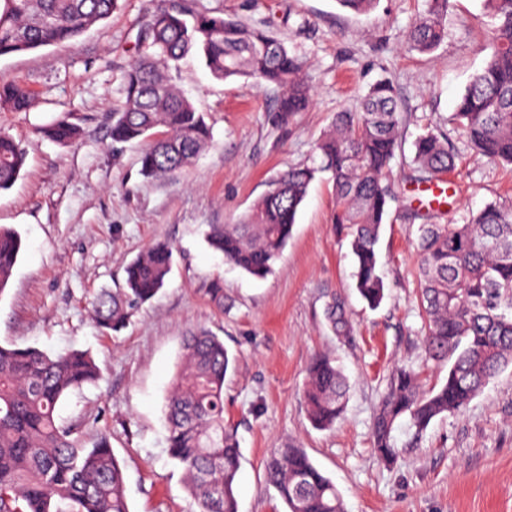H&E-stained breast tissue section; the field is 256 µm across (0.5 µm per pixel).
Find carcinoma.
I'll use <instances>...</instances> for the list:
<instances>
[{
	"label": "carcinoma",
	"mask_w": 512,
	"mask_h": 512,
	"mask_svg": "<svg viewBox=\"0 0 512 512\" xmlns=\"http://www.w3.org/2000/svg\"><path fill=\"white\" fill-rule=\"evenodd\" d=\"M377 2L336 0L354 15L371 12ZM453 2L426 0L408 35L410 51L430 54L441 45ZM481 5V18L490 28L489 53L461 95L453 120L479 155L512 165V0H481ZM117 6L118 0H0V56L74 42ZM186 16L170 0H152L135 58L123 74L125 101L110 136L114 143L146 144L140 165L148 178L176 175L212 143L210 125L172 76L175 63L192 50L203 53L216 79L281 89L270 115L276 125L310 104L303 63L273 33L221 16L192 23ZM31 102L24 83L0 77V108L23 112ZM401 125L393 85L375 83L355 111L336 114L311 164L280 173L240 222L209 225L206 242L224 263L256 278L267 276L292 235L309 185L325 173L336 193L331 224L350 237L357 290L369 307H378L385 284L377 272V245L394 200L387 177L400 147ZM42 133L66 146L81 129L61 116ZM412 163L415 182L434 184L454 168L455 156L448 139L428 128L414 141ZM24 164L23 149L1 132L0 192L12 188ZM409 215L422 221L424 348L446 374L426 389L414 370H394L372 430L375 453L384 462L396 454L397 431L407 428L418 439L436 418L462 411L512 365V205L490 202L466 224H433L430 210L413 209ZM21 248L15 231L0 227V293ZM173 262L169 243L149 245L126 266L122 287L94 296L91 310L98 328L122 330L131 311L165 286ZM325 315L336 335L351 332L341 302H330ZM234 361L219 336L203 328L189 331L166 399L169 454L182 467L198 512H239V444L224 426V379ZM100 377L87 350L49 353L0 344V512H130L110 434L101 431L88 445L80 425L58 417L70 393ZM347 392L336 359L315 355L305 391L310 422L332 428L344 412ZM266 477L286 512H345L336 485L302 448L274 449Z\"/></svg>",
	"instance_id": "1"
}]
</instances>
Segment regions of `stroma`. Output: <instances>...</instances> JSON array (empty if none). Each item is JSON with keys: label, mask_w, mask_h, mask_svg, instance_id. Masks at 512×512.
I'll return each mask as SVG.
<instances>
[{"label": "stroma", "mask_w": 512, "mask_h": 512, "mask_svg": "<svg viewBox=\"0 0 512 512\" xmlns=\"http://www.w3.org/2000/svg\"><path fill=\"white\" fill-rule=\"evenodd\" d=\"M191 15H221L273 32L304 64L311 105L288 124L268 120L278 92L211 76L202 56L180 60L177 81L212 128L211 146L176 176L140 172V143L113 144L112 119L124 103L122 76L150 0H119L107 20L77 42L0 57V76L34 94L24 112L0 110V132L25 151L13 187L0 193V226L22 250L0 293V343L89 350L104 371L69 394L60 419L84 440L111 434L124 466L130 512H196L166 442L164 404L182 340L196 327L220 336L235 364L224 381V424L239 440V512H285L265 463L288 445L306 450L335 483L345 512H512V367L460 413L437 418L418 443L399 434L394 463L380 461L372 425L391 372L439 376L422 347L418 233L410 209L425 206L413 177L412 143L423 128L447 135L456 167L444 174L453 195L442 224H464L490 202H512V167L478 156L451 119L486 60L489 34L480 0H455L448 37L434 53L409 51L407 33L425 0H379L357 16L336 0H181ZM392 83L404 113L391 162L395 194L381 228L386 297L369 309L359 296L348 237L333 228V185L315 181L271 275L249 276L208 248L211 224H230L278 173L305 164L337 113L357 107L370 85ZM68 115L82 129L67 147L42 127ZM169 242L174 265L163 290L117 333H102L89 302L124 282L126 266L150 243ZM221 283L224 304L208 290ZM340 299L353 327L333 333L325 308ZM326 352L343 365L346 409L335 427H312L306 368Z\"/></svg>", "instance_id": "stroma-1"}]
</instances>
